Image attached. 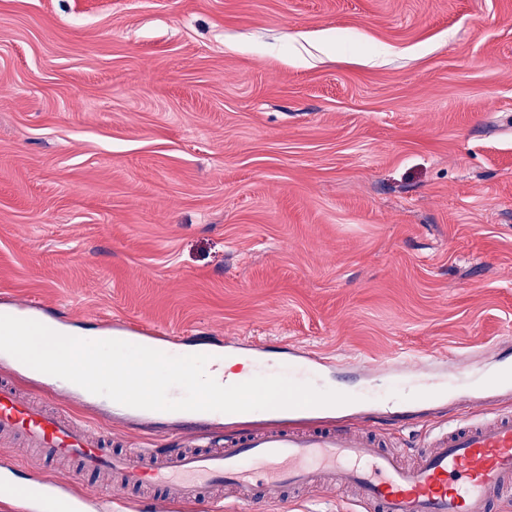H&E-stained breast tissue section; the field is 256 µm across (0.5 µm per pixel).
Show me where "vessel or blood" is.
Instances as JSON below:
<instances>
[{
    "label": "vessel or blood",
    "instance_id": "b4317fda",
    "mask_svg": "<svg viewBox=\"0 0 512 512\" xmlns=\"http://www.w3.org/2000/svg\"><path fill=\"white\" fill-rule=\"evenodd\" d=\"M128 342L171 356L180 355L178 337L145 322L119 323ZM298 373L267 369L269 393L258 413L260 425L224 429L223 413L181 412L183 435L218 438L214 447L159 453L155 448L114 452L106 436L93 435L79 420L53 416L25 400L14 385L0 380V433L19 437L21 453L75 462L71 480L112 476L111 498L94 487L73 490L57 477L18 482L13 464L0 463V506L26 498L48 512H112L135 506L138 512L211 503L226 489L239 512L253 502H282L289 491L316 487L334 494L354 489L365 512H492L493 500L512 495V414L495 419H465L437 433L419 451L415 466L361 422L339 429L326 423L322 407L333 402L314 377L320 357L305 354Z\"/></svg>",
    "mask_w": 512,
    "mask_h": 512
}]
</instances>
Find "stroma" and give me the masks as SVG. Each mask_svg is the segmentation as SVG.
I'll use <instances>...</instances> for the list:
<instances>
[{
	"label": "stroma",
	"instance_id": "35a3bbf8",
	"mask_svg": "<svg viewBox=\"0 0 512 512\" xmlns=\"http://www.w3.org/2000/svg\"><path fill=\"white\" fill-rule=\"evenodd\" d=\"M16 298L79 334L321 353L320 382L379 400L334 424L405 448L512 412V391L413 401L512 364V0H0ZM429 351V379L345 366ZM0 376L113 448L181 433ZM252 512L363 510L316 488ZM117 328L128 342L150 347L171 356H182L180 339L167 336L164 332L145 322H120Z\"/></svg>",
	"mask_w": 512,
	"mask_h": 512
}]
</instances>
